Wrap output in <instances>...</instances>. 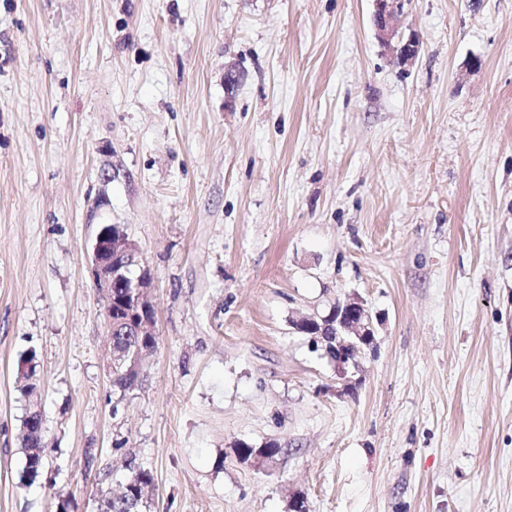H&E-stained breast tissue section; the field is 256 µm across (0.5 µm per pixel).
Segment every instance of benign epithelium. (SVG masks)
<instances>
[{"label":"benign epithelium","mask_w":512,"mask_h":512,"mask_svg":"<svg viewBox=\"0 0 512 512\" xmlns=\"http://www.w3.org/2000/svg\"><path fill=\"white\" fill-rule=\"evenodd\" d=\"M373 24L379 42L393 53L403 64L414 61L419 54V40L410 37L403 41L398 37L397 22L404 12V0H373ZM135 264L140 274L135 280L119 279L122 265ZM89 272L94 288L106 300L105 317L112 323V288L114 282L126 288L122 303L132 314H144L155 308L152 283L147 263L136 244L127 241L124 245L112 242L111 227L104 226L96 234L89 263ZM336 326V352L331 360L336 363L338 373L346 374V367L352 356L364 350L373 351L377 343L374 320L370 310L358 298L337 301L325 316L308 317L293 324V328L304 335L311 334L314 342L330 326Z\"/></svg>","instance_id":"benign-epithelium-1"}]
</instances>
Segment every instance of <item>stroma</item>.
<instances>
[{"instance_id":"stroma-1","label":"stroma","mask_w":512,"mask_h":512,"mask_svg":"<svg viewBox=\"0 0 512 512\" xmlns=\"http://www.w3.org/2000/svg\"><path fill=\"white\" fill-rule=\"evenodd\" d=\"M373 10L0 0V512H96L139 468L144 512H512V0H410L407 65ZM108 224L157 311L123 392ZM348 296L377 350L342 376L292 324ZM112 236L115 241L128 238L124 231L119 227L112 225L111 227L104 226L96 234L93 244L92 252L89 263V272L94 288L106 300L105 317L110 328L109 343L106 349L107 366L110 374L112 375V385L118 389L126 390L130 388L138 379L136 372L125 374L123 370L112 373L116 367H120L118 363L122 359V354L115 356L113 354V346L118 350H127L137 348L140 353L146 349H152L151 336H136L137 333L141 335L144 330L150 327L149 321L142 319L140 328H137L140 323L126 321L123 314V306L119 299L123 297V292L127 288L126 295L122 299V303L129 309L132 315L141 314L150 308L154 311L155 303L152 296V283L149 272L147 270V263L136 244L132 241H127L124 245L113 244ZM135 264L140 269L139 276L134 280H130L135 276L136 270L129 267L125 272V277L130 278L128 282L122 277L119 285L123 288H113L114 282L119 278V270L121 266ZM112 294L115 295L114 302L112 303ZM112 311L114 312L112 315ZM123 312V313H122ZM113 318V323H112ZM112 326H114V333L112 335ZM38 441L30 437L23 438L24 465L18 473V483L22 486L33 484L42 474L45 466L44 448H34Z\"/></svg>"}]
</instances>
